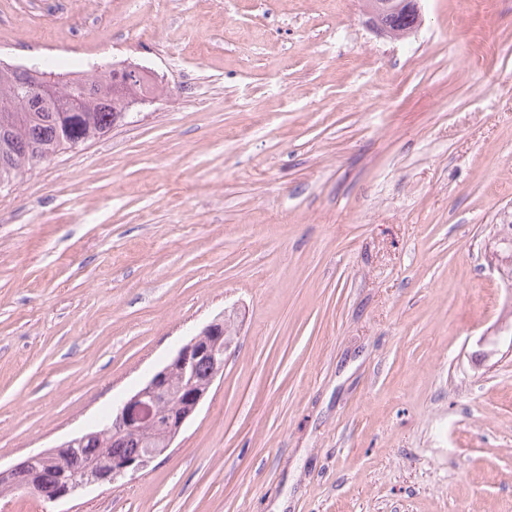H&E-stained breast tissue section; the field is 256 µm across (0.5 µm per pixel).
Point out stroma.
<instances>
[{"label":"stroma","instance_id":"stroma-1","mask_svg":"<svg viewBox=\"0 0 512 512\" xmlns=\"http://www.w3.org/2000/svg\"><path fill=\"white\" fill-rule=\"evenodd\" d=\"M421 8L393 40L362 0H0L1 60L153 95L0 190V464L239 312L151 471L0 512H512V0ZM510 224H500V228L507 226V229L511 232L506 235V232H499L493 240L489 243V248H493V255L497 260L495 269L503 279L508 278V272L512 267V221Z\"/></svg>","mask_w":512,"mask_h":512}]
</instances>
